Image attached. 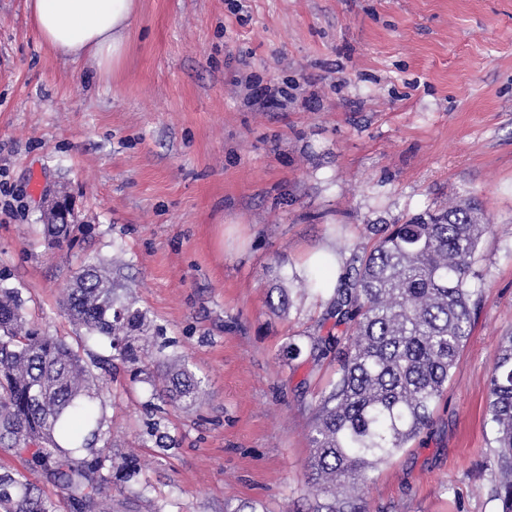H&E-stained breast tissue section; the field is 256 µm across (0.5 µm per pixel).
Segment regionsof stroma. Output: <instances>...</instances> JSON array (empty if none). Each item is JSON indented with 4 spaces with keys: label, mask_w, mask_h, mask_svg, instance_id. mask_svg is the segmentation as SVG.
Masks as SVG:
<instances>
[{
    "label": "stroma",
    "mask_w": 512,
    "mask_h": 512,
    "mask_svg": "<svg viewBox=\"0 0 512 512\" xmlns=\"http://www.w3.org/2000/svg\"><path fill=\"white\" fill-rule=\"evenodd\" d=\"M122 66L55 56L27 0H0V284L31 327L102 355L61 308L73 272L116 259L136 307L185 355L208 397L176 409L161 383L104 377L96 455L135 450V512H309L311 405L335 354L286 363L324 336L305 257L342 263L373 227L460 197L492 224L480 304L448 390L410 447L381 464L362 512H499L484 426L488 375L512 333V0H139ZM284 106L261 109L244 81ZM72 199L51 245L42 201ZM292 288L284 315L267 292Z\"/></svg>",
    "instance_id": "1"
}]
</instances>
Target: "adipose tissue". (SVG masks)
<instances>
[{
	"label": "adipose tissue",
	"instance_id": "obj_1",
	"mask_svg": "<svg viewBox=\"0 0 512 512\" xmlns=\"http://www.w3.org/2000/svg\"><path fill=\"white\" fill-rule=\"evenodd\" d=\"M43 44L56 55L94 60L101 71L122 62L138 0H28Z\"/></svg>",
	"mask_w": 512,
	"mask_h": 512
}]
</instances>
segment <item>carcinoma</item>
<instances>
[{"mask_svg":"<svg viewBox=\"0 0 512 512\" xmlns=\"http://www.w3.org/2000/svg\"><path fill=\"white\" fill-rule=\"evenodd\" d=\"M45 230L60 246L70 225ZM489 231L481 204L468 197L387 225L334 290L336 332L311 344L314 351L339 347L342 359L312 405L310 512H359L355 492L431 422L471 333L479 246ZM61 307L88 337L106 342L109 355L86 362L59 337L29 328L18 289L0 287V450L28 454L73 512H118L123 502L112 499V480H132L135 459L107 466L99 456L77 457L103 425L94 370L120 359L135 366V380L157 371L170 404L181 409L200 401L201 381L178 353L138 367L150 320L116 287L112 264L86 263ZM488 385L485 421L501 476L493 494L500 512H512V335L501 340ZM0 512H56V502L25 473L5 471Z\"/></svg>","mask_w":512,"mask_h":512,"instance_id":"obj_1","label":"carcinoma"}]
</instances>
